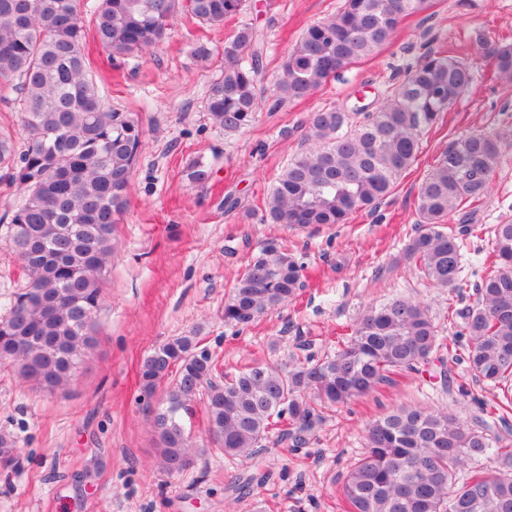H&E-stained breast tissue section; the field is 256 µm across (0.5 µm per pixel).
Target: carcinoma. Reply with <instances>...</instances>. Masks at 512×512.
Listing matches in <instances>:
<instances>
[{"label": "carcinoma", "instance_id": "cac0c4a2", "mask_svg": "<svg viewBox=\"0 0 512 512\" xmlns=\"http://www.w3.org/2000/svg\"><path fill=\"white\" fill-rule=\"evenodd\" d=\"M434 0H344L336 14L302 34L274 85L275 105L302 99L343 68L376 54L404 18ZM245 0H0V81L15 86L24 146L0 137V169L21 190L5 242L25 278L0 316V365L55 392L99 341L102 284L114 254V224L129 205L143 146L139 120L106 106L87 67L93 38L111 62L150 53L184 17L220 28ZM496 73L512 79V43L481 41ZM258 32L241 25L224 44V66L209 87L212 123L248 127L262 94ZM402 80L357 122L340 109L312 113L311 146L284 168L265 201L273 224H342L390 196L412 167L431 128L474 79L467 59L429 49L399 69ZM496 133H467L441 154L422 180L415 234L404 247L422 285L453 291L462 272L470 224L451 216L480 202L501 165ZM493 269L478 285L477 304L461 314L453 338L440 334L428 306L400 297L369 307L332 354L294 357L288 367L255 365L224 382L194 336L153 348L139 364L144 411L170 477L205 452L186 418L203 404L205 430L226 459L255 457L272 435L306 444L324 410L376 391L420 365L466 361L491 396L474 403L475 425L448 407L402 405L366 428L363 453L342 485L346 512H512V443L492 432L512 416V220L493 229ZM304 265L266 247L235 279L224 323L244 328L295 297ZM493 453L499 471L484 470ZM469 476L457 478L462 469Z\"/></svg>", "mask_w": 512, "mask_h": 512}]
</instances>
